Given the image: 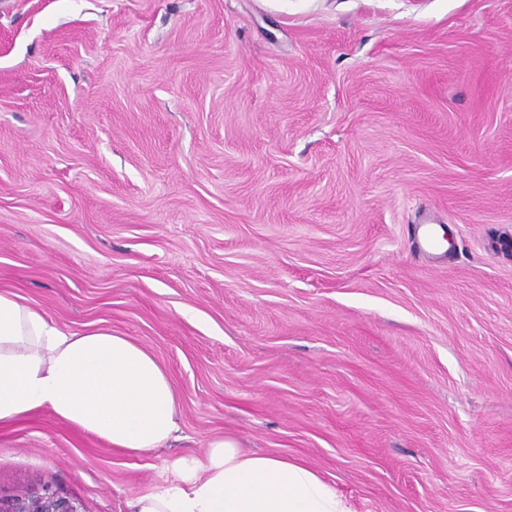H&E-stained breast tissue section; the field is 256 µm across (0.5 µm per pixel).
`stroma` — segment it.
Returning a JSON list of instances; mask_svg holds the SVG:
<instances>
[{"label":"stroma","mask_w":512,"mask_h":512,"mask_svg":"<svg viewBox=\"0 0 512 512\" xmlns=\"http://www.w3.org/2000/svg\"><path fill=\"white\" fill-rule=\"evenodd\" d=\"M2 288L178 399L142 454L1 425L2 499L128 512L228 436L352 512H512V0H0ZM0 512H85L78 500L65 496L52 485L37 491L23 490L12 498L0 499Z\"/></svg>","instance_id":"35a3bbf8"}]
</instances>
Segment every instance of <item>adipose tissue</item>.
Returning <instances> with one entry per match:
<instances>
[{
    "label": "adipose tissue",
    "instance_id": "adipose-tissue-1",
    "mask_svg": "<svg viewBox=\"0 0 512 512\" xmlns=\"http://www.w3.org/2000/svg\"><path fill=\"white\" fill-rule=\"evenodd\" d=\"M42 410L132 453L163 447L177 430L166 370L130 337L106 327L69 331L0 290V425ZM172 478L129 503L130 512H350L305 463L213 439L174 460Z\"/></svg>",
    "mask_w": 512,
    "mask_h": 512
}]
</instances>
